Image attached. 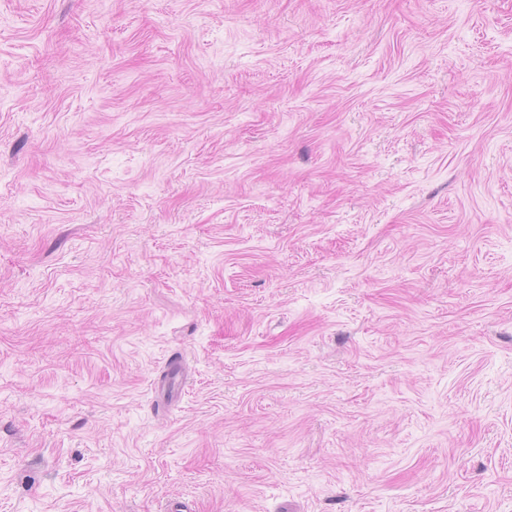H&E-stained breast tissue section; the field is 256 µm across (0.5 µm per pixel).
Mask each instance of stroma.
<instances>
[{"mask_svg":"<svg viewBox=\"0 0 512 512\" xmlns=\"http://www.w3.org/2000/svg\"><path fill=\"white\" fill-rule=\"evenodd\" d=\"M512 512V0H0V512Z\"/></svg>","mask_w":512,"mask_h":512,"instance_id":"obj_1","label":"stroma"}]
</instances>
